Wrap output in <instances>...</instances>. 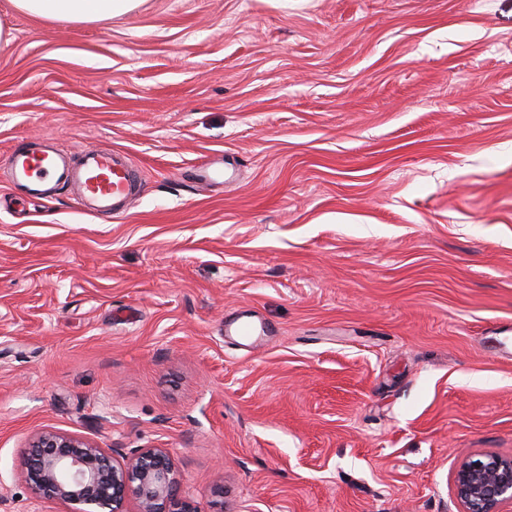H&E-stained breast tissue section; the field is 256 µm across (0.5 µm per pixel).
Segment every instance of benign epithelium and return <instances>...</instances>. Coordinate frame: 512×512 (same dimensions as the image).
Listing matches in <instances>:
<instances>
[{"label":"benign epithelium","mask_w":512,"mask_h":512,"mask_svg":"<svg viewBox=\"0 0 512 512\" xmlns=\"http://www.w3.org/2000/svg\"><path fill=\"white\" fill-rule=\"evenodd\" d=\"M24 470L33 494L65 504L66 512H126L130 498L138 512H197L164 448H143L121 463L88 437L45 429L29 445ZM454 484L459 512H500L512 502V457L468 456Z\"/></svg>","instance_id":"obj_1"}]
</instances>
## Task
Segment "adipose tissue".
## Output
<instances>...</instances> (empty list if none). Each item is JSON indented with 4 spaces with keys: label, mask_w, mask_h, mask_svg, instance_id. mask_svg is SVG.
<instances>
[{
    "label": "adipose tissue",
    "mask_w": 512,
    "mask_h": 512,
    "mask_svg": "<svg viewBox=\"0 0 512 512\" xmlns=\"http://www.w3.org/2000/svg\"><path fill=\"white\" fill-rule=\"evenodd\" d=\"M17 9L53 21L90 23L128 14L142 0H12Z\"/></svg>",
    "instance_id": "1"
}]
</instances>
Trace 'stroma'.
Segmentation results:
<instances>
[{
  "mask_svg": "<svg viewBox=\"0 0 512 512\" xmlns=\"http://www.w3.org/2000/svg\"><path fill=\"white\" fill-rule=\"evenodd\" d=\"M0 26V163L142 171L114 219L0 174V512H64L24 479L45 429L167 449L198 512H458L460 462L512 457V0ZM222 160L216 154L201 163L193 171V180L203 188L210 189L215 185L224 184V168H221Z\"/></svg>",
  "mask_w": 512,
  "mask_h": 512,
  "instance_id": "obj_1",
  "label": "stroma"
}]
</instances>
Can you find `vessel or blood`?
<instances>
[{
	"label": "vessel or blood",
	"instance_id": "1",
	"mask_svg": "<svg viewBox=\"0 0 512 512\" xmlns=\"http://www.w3.org/2000/svg\"><path fill=\"white\" fill-rule=\"evenodd\" d=\"M5 165L11 186L23 196L46 198L70 189L84 210L119 217L141 186L139 176L126 154L86 146L77 151L58 150L49 140L19 142L8 154ZM195 183L210 189L223 184L219 156H211L193 171Z\"/></svg>",
	"mask_w": 512,
	"mask_h": 512
}]
</instances>
